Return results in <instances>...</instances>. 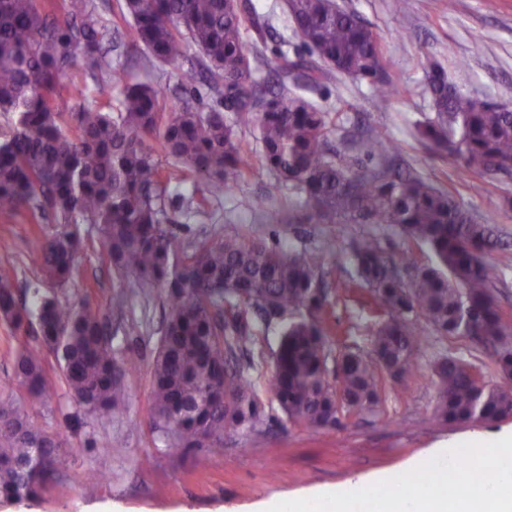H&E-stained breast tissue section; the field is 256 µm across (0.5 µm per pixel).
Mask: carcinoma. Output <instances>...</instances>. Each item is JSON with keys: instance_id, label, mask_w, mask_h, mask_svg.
I'll use <instances>...</instances> for the list:
<instances>
[{"instance_id": "carcinoma-1", "label": "carcinoma", "mask_w": 512, "mask_h": 512, "mask_svg": "<svg viewBox=\"0 0 512 512\" xmlns=\"http://www.w3.org/2000/svg\"><path fill=\"white\" fill-rule=\"evenodd\" d=\"M285 5L309 58L281 53L272 89L254 77L267 26L249 0H124L145 63L175 65L184 91L203 83L219 97L206 112L194 97L162 112L160 90L148 83L125 85L118 106L111 105L106 47L119 32L104 24L94 0H64L59 13L41 0H0V211L49 214L61 226L31 258L58 291L35 288L32 306L21 304L14 266L0 265V320L24 332L34 326L39 335V346L16 350L15 380L36 399L51 397L56 383L43 367L51 356L85 413L103 418L124 410L129 362L114 355L99 310L71 304L62 293L79 270L89 224L117 276L165 292L169 315L151 370L153 419L176 430L175 447L201 449L199 467L224 447L226 428L263 422L249 370L258 338L274 320L288 323L270 389L293 425L338 427L377 411L387 385L404 382L419 366L424 338L413 313L439 336L497 347V382L476 384L466 371L473 363L460 357L433 361L434 418L454 425L512 416V316L495 302L503 273L488 260L503 239L450 192L397 169L381 134L328 148L330 112L288 94V82L319 87L336 72L383 94L394 80L378 33L337 0ZM247 20L255 33L249 42ZM191 48L198 52L194 62ZM76 53L92 86L73 111L61 112L51 93ZM423 71L432 116L419 127L421 139L481 178L512 174V102L463 92L438 62L428 61ZM226 112L257 130L265 168L297 192L318 222L390 224L411 243L390 263L377 235L353 240L354 274L337 287L368 293L375 306L371 349L344 351L333 381L323 249L294 253L218 229L181 244L171 228L172 176L163 174L160 157L183 165L203 202L229 196L250 172ZM363 157L375 165H362ZM415 247L429 249L435 263L417 265ZM60 445L12 395L1 396L0 497L19 499L47 484L65 490L57 478Z\"/></svg>"}]
</instances>
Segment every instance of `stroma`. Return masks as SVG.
Returning <instances> with one entry per match:
<instances>
[{"mask_svg":"<svg viewBox=\"0 0 512 512\" xmlns=\"http://www.w3.org/2000/svg\"><path fill=\"white\" fill-rule=\"evenodd\" d=\"M356 12L380 35L386 68L400 85L380 98L363 81L338 75L300 97L324 109L340 110L358 128L378 130L398 148L397 161L433 185L450 191L481 223L496 225L509 245L492 252L490 261L503 271L505 285L495 293L497 304L512 314V174L477 178L452 155L429 149L417 136L416 126L430 117L424 91L423 65L432 59L443 64L461 90L480 98L512 100V0H410L406 14H395L391 0H338ZM255 12L267 18L270 34L264 47L265 63L256 79L269 80L278 65V52L301 50L284 0H251ZM116 87L142 82L161 91L164 109L176 98L174 76L133 61L113 67ZM236 136L248 153L252 172L240 180L233 195L210 202L203 209H187L193 179L179 182V198L169 207L174 233L184 239L214 228L224 234L260 238L296 250L325 245L329 288L328 311L336 324L329 344L331 354L345 348L369 350L368 327L373 320L365 297L336 291L353 268L350 246L368 232L365 224H318L296 195L263 166L261 144L250 128L240 126ZM279 210L284 221L267 223L262 207ZM55 228L52 219H32L25 211L0 212V264L18 271L20 284L41 279L31 257ZM127 297L125 318L112 317V297ZM68 298L86 301L111 317L112 347L117 356L134 362L125 380V412L112 419L78 415L66 389L40 402L27 396L19 401L34 423L58 435V477L67 481V494L46 486L19 501L0 499V512H250L261 500L282 497L316 487L334 486L355 477L399 470L428 449L470 432V425L436 421V387L429 367L443 354L476 363H490L491 347L465 337H441L422 316L414 321L427 342L420 366L406 386L387 395L380 411L366 412L347 425L316 429L289 423L269 390L273 359L282 326L272 323L254 351L257 365L252 377L263 406V422L224 434V448L211 454L206 468L195 464L193 449H173L165 430L152 419L150 376L167 312L160 290L143 295L134 280L118 281L106 264V251L97 236H88L80 273L67 288ZM143 323L144 335L123 332L125 319ZM96 471L99 484L93 495L84 494L79 480Z\"/></svg>","mask_w":512,"mask_h":512,"instance_id":"stroma-1","label":"stroma"}]
</instances>
